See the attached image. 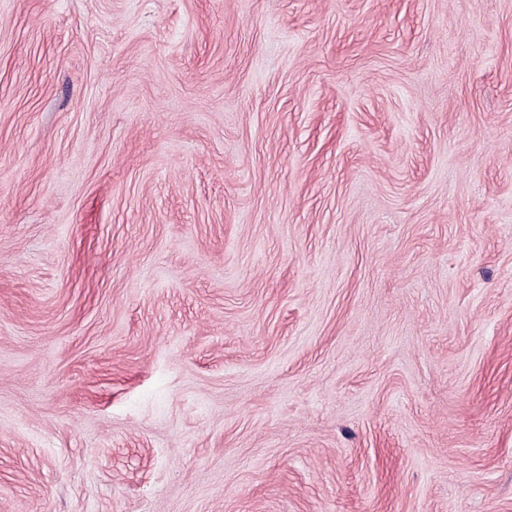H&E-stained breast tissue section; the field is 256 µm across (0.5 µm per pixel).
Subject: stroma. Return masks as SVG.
Returning a JSON list of instances; mask_svg holds the SVG:
<instances>
[{
    "label": "stroma",
    "instance_id": "obj_1",
    "mask_svg": "<svg viewBox=\"0 0 512 512\" xmlns=\"http://www.w3.org/2000/svg\"><path fill=\"white\" fill-rule=\"evenodd\" d=\"M0 512H512V0H0Z\"/></svg>",
    "mask_w": 512,
    "mask_h": 512
}]
</instances>
